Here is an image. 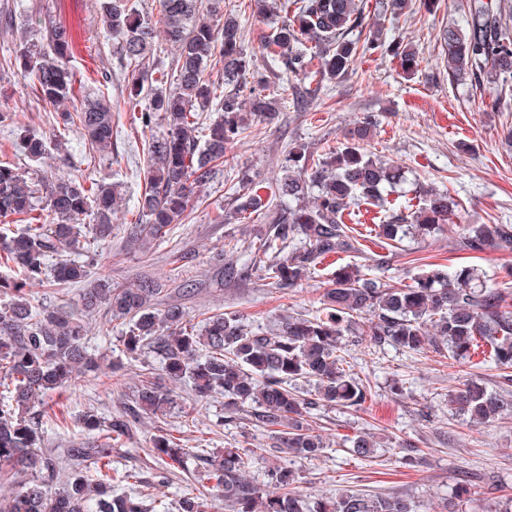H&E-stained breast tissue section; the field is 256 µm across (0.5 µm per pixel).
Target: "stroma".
Wrapping results in <instances>:
<instances>
[{
	"mask_svg": "<svg viewBox=\"0 0 512 512\" xmlns=\"http://www.w3.org/2000/svg\"><path fill=\"white\" fill-rule=\"evenodd\" d=\"M102 0H0L13 21L0 28V56L10 55L35 10H43L67 27L73 46L71 65L77 73H107L109 95L118 103L111 154L88 160V142L79 127L58 128V113L38 103L29 82L13 67H0V148L30 176L65 177L81 174L116 183L120 199L112 216L111 242H86L75 251L76 260H90V280L106 278L113 285L131 287L143 280L158 284L159 307L175 305L195 319L215 313L240 318L249 328L269 330L281 315L309 314L320 306L322 291L336 268L348 256L321 261L310 278L293 288L265 286L260 274L243 281L226 280L224 246L229 238L248 241L265 234L260 221H239L236 200L245 184L268 185L283 174L291 147L323 144L340 146L345 130L363 113H374L378 125L367 148L376 156L401 166V190L435 185L447 191L457 208L442 234L407 237L396 243L379 238L375 210L361 212L357 230L362 235L370 276L393 284L420 273L422 265L448 268L471 265L488 286L500 289L512 306V251H475L465 246L464 224H512V91L497 100V87L453 85L441 77L443 61L437 36L445 26L463 24L467 0H436L426 11L422 0H411L397 28L383 26L386 40L412 44L422 63L414 77H406L388 55L357 58L347 75L328 80L318 100L308 109L294 106L298 81L282 72L266 74L285 102L272 123H255L238 142L234 159L210 184L200 188L197 202L183 223L173 225L165 240L142 246L128 238L126 226L137 199L145 190L146 155L141 134L131 121L123 90L131 72L121 67L117 40L104 37ZM224 0L225 12L235 13L247 51L261 56L260 36L274 16L260 12L256 0L246 9ZM59 129L60 142L48 159L31 161L20 146L24 132L46 134ZM197 285L193 294L179 288L182 281ZM123 321L94 314L88 342L107 362L94 373L79 376L71 386L46 401L45 436L56 453H63L82 432L81 417L89 410L107 417L133 404L142 364L128 359L119 338ZM341 343L354 373L369 384L363 407H322L310 424L327 448L316 459H300L279 452L271 433L257 422L253 409L230 412L223 397L206 409L195 410L187 388L174 386V404L165 416L137 422L123 449L112 456L113 493L125 491L121 475L132 468L159 466L149 453L155 430L180 438L184 447L215 452L247 448V475L268 488L267 472L293 469L300 490L310 496L336 497L350 491H376L406 496L417 512H489L492 500L512 496V419L473 426L452 415L448 393L464 379H480L496 387L499 371L493 364L458 365L433 349L409 352L393 345L358 342L345 334ZM368 433L376 441L373 457L359 458L342 448L346 438ZM410 441L423 448L418 467L398 462L397 444ZM471 488L468 498L455 496L458 486Z\"/></svg>",
	"mask_w": 512,
	"mask_h": 512,
	"instance_id": "obj_1",
	"label": "stroma"
}]
</instances>
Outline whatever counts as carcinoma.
<instances>
[{
    "mask_svg": "<svg viewBox=\"0 0 512 512\" xmlns=\"http://www.w3.org/2000/svg\"><path fill=\"white\" fill-rule=\"evenodd\" d=\"M368 0H269L268 12L280 18L261 39L263 57L279 62L285 73L304 83L305 101L314 100L326 79L345 74L359 55L391 53L403 73L418 72L419 54L409 45L387 44L380 31L364 39L348 35L363 26ZM222 0H160V19L138 13L130 0H103V28L120 38V60L132 68L125 91L127 102L144 103L134 124L147 143L146 187L137 209L141 221L131 234L141 243L163 239L192 209L199 188L210 183L227 161L229 150L249 128L248 117L264 121L280 111L281 99L255 79V60L243 46V34L232 15L218 19ZM509 0H469L463 27L439 33L448 81L468 79L507 85L512 79V31L502 22ZM40 34L24 32L14 61L36 98L60 110L65 127L84 130L89 149L112 153L115 110L112 100L90 90L99 76L77 77L69 65L68 30L38 11L31 18ZM175 50L176 87H162L167 74L143 70L157 29ZM161 112L168 130L156 135L153 118ZM206 112L224 117L205 122ZM375 116L363 115L347 133L340 149L317 153L294 147L286 175L268 186L271 198L288 201L277 208L265 201L261 188L242 196L236 212L246 220L257 215L268 225L264 237L245 248L243 267L230 263L224 273L241 278L262 273L271 288H291L308 278L318 261L330 256L364 254L361 235L345 223L349 209L366 201H383L381 190L402 179L401 168L365 147ZM27 157L40 161L48 142L35 134L21 137ZM418 208L410 217H385L378 235L398 242L410 231L431 235L444 230L456 203L444 192L420 187ZM117 189L104 181L72 175L40 184L13 162L0 160V218L25 228L0 232V260L11 274L0 276V512H150L136 501L138 491L112 493V451L130 435L140 415L166 412L171 396L144 378L135 406L110 418L83 414V431L94 440L74 442L60 461L45 447L43 407L46 397L70 385L80 373L99 370L98 357L86 346L89 318L97 312L126 321L124 351L138 358L148 351L175 384L190 385L194 405L204 407L217 395L229 410L255 407L257 420L279 439L283 452L303 459L318 457L322 438L307 418L320 406L359 408L368 388L355 376L341 347L350 329L381 346L391 344L420 352L439 344L448 359L466 364L486 348L489 361L502 371L495 389L469 379L448 393V405L470 424L512 418V311L501 292L485 284L476 269L431 268L411 283L391 285L368 278L359 265L336 270L311 314L281 316L265 332L248 329L240 319L215 313L198 322L177 306L156 307L160 293L153 281L135 288L112 286L99 279L52 305H32L30 286L52 271L54 285L67 289L88 276L86 265L70 258L81 240L112 239V210ZM466 246L473 250H512V224H466ZM313 384L307 398L292 383ZM151 452L181 464L196 459L199 475L216 482L228 512H415L412 502L397 494L349 492L335 499H308L296 490L297 474L288 468L270 473L277 492L263 494L246 477L248 453L226 448L212 455L191 454L169 434L149 438ZM354 455L369 458L376 444L367 434L350 440ZM400 463L414 467L421 449L404 442ZM68 470L62 487L53 484ZM203 492L186 494L178 512H208Z\"/></svg>",
    "mask_w": 512,
    "mask_h": 512,
    "instance_id": "obj_1",
    "label": "carcinoma"
}]
</instances>
